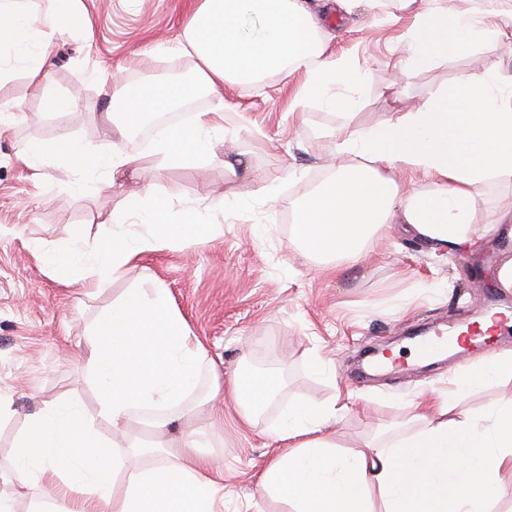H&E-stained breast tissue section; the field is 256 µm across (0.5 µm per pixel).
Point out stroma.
Segmentation results:
<instances>
[{
    "mask_svg": "<svg viewBox=\"0 0 512 512\" xmlns=\"http://www.w3.org/2000/svg\"><path fill=\"white\" fill-rule=\"evenodd\" d=\"M197 2L80 0L82 25L57 40L51 57L52 89L79 113L52 111L25 68L0 82V396L14 410L0 421V491L12 494L14 512H69L71 495L52 496L32 483L16 467L14 446L44 403L67 397L87 419L96 418L92 375L74 352L86 347L90 325L113 300L145 278L167 289L212 361L197 390L166 414L173 420L170 436H180L185 422L201 432L207 454L224 472L223 512H282L263 496L257 478L279 450L268 428L283 406L296 400L337 405L328 432L345 450L368 437L396 440L415 429L419 407L447 400L457 369L448 360L424 369L401 355L394 372L362 377L361 353L404 346L418 327L463 323L491 304L512 311V288L496 279L502 260L512 257V238L483 233L499 210L512 206V177L491 179L477 198L471 246L437 250L394 224L334 277L302 255L289 224L317 175L357 161L337 152L336 129L359 130L414 111L441 86L476 69L511 71L512 52L480 42L471 54L448 55L407 76L392 64L404 52L403 33L431 0H416L395 19L369 11L333 18L326 23L334 35L330 51L349 57L366 81L359 109L293 107L303 82L299 71L225 86L220 100L204 91L195 111L223 109L248 172L228 175L220 141L199 163L160 170L135 132L103 138L104 92L121 83L142 87L149 75L193 78L196 59L180 51L179 41ZM63 129L80 142L138 156L135 174L80 181L63 166L37 174L22 163L33 144L52 141ZM264 181L275 183L273 198L259 194ZM150 185L172 222L196 214L217 225L216 235L145 253L109 286L88 292L67 285L37 259L38 250L67 248L78 235L111 233L117 219L128 233L147 234L128 217L126 204L133 190ZM220 198L224 206L214 207ZM316 357L325 371L314 369ZM270 371L281 374L283 385L257 426L242 425L229 402L223 425H212L203 401L215 386ZM511 401L512 378L504 377L458 398L456 410L489 412Z\"/></svg>",
    "mask_w": 512,
    "mask_h": 512,
    "instance_id": "1",
    "label": "stroma"
}]
</instances>
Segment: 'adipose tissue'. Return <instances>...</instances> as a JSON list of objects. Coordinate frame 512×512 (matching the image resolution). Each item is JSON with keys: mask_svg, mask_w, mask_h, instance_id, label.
Wrapping results in <instances>:
<instances>
[{"mask_svg": "<svg viewBox=\"0 0 512 512\" xmlns=\"http://www.w3.org/2000/svg\"><path fill=\"white\" fill-rule=\"evenodd\" d=\"M76 2L50 0L42 19L31 0H0V80L11 73L8 59L19 54L37 88H45L54 39L80 18ZM386 4L321 0L315 13L303 0H200L183 31L198 61L193 79L157 81L134 94L113 95L103 130L128 132L201 91L220 99L225 85L245 86L299 69L305 82L297 103L354 109L364 77L348 60L328 54L325 19ZM502 35L500 25L476 9L431 8L407 30L406 53L396 67L409 75ZM224 133L223 112H202L187 126H158L153 153L160 167L182 166L212 152ZM336 137L338 151L368 163L340 170L305 196L293 229L306 257L342 271L394 220L435 248L464 246L472 238L482 187L490 178L512 176V73H472L441 87L416 111L356 135L341 130ZM22 161L35 170L64 163L115 179L138 163L135 156L99 152L65 132L33 145ZM399 170L423 175L435 190L425 194L397 183L392 174ZM127 211L148 227L147 236L117 230L104 237L81 235L72 248L42 252L43 264L70 285L103 288L144 252L213 235V225L195 218L163 223L151 188L131 197ZM205 358L166 288L154 283L133 289L113 303L88 337L86 363L94 374L99 418L113 433L129 434L134 409L186 400ZM280 389L279 374L266 372L235 377L226 392L241 421L253 425ZM449 411V403H442L422 415L412 434L387 446L371 439L340 454L326 431L330 411L309 401L289 404L272 430L285 450L260 472L258 486L284 512H490L504 477H512V402L460 418ZM151 426L159 453L149 465L131 466L108 448L76 402L57 400L31 416L14 457L35 482L75 495L79 505L73 512H220L224 477L201 453L196 434L176 442L165 436L166 420L155 419ZM121 473L126 490L117 496L113 483Z\"/></svg>", "mask_w": 512, "mask_h": 512, "instance_id": "adipose-tissue-1", "label": "adipose tissue"}]
</instances>
